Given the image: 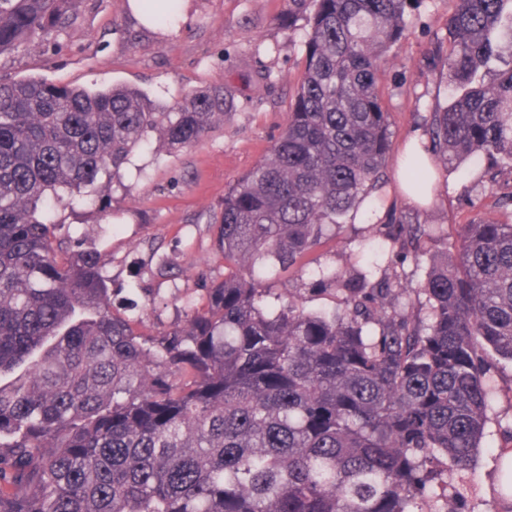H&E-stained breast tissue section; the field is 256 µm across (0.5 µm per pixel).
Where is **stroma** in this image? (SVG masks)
<instances>
[{
    "label": "stroma",
    "instance_id": "35a3bbf8",
    "mask_svg": "<svg viewBox=\"0 0 512 512\" xmlns=\"http://www.w3.org/2000/svg\"><path fill=\"white\" fill-rule=\"evenodd\" d=\"M176 24L165 31L142 26L126 0H84L67 34L36 39L0 56V76H42L85 87L122 84L148 92L160 101L208 87H228L235 105L199 145L176 153L136 152L122 185L106 191L95 206L58 210V237L82 238L95 248L116 287L115 302H136L132 317L144 331L177 319L173 297L199 299V273L220 280L224 261L216 250L210 219L224 202L225 191L261 159L282 131L294 92L292 78L302 60L306 22L289 21L286 0H180ZM452 0H421L406 16L408 36L388 54L383 76L384 100L391 113L394 148L420 133L439 92L435 77L423 67L421 53L444 35ZM269 69L275 81L258 92L247 81L251 71ZM391 200L411 210L419 223L455 235L458 225L491 211L488 192L473 178L451 174L448 198L432 207L409 209L398 192ZM379 226L347 224L335 241L309 257L305 273L273 276V294H292L306 307H332V292L313 287V271L333 267L346 273L364 270L362 255L382 245ZM174 266L170 277L155 273L156 260ZM156 303L142 307L143 289ZM497 394L488 408L482 451L468 482L476 489L475 512H485L495 480L493 451L507 443L512 426V367L497 374Z\"/></svg>",
    "mask_w": 512,
    "mask_h": 512
}]
</instances>
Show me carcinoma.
<instances>
[{"label": "carcinoma", "mask_w": 512, "mask_h": 512, "mask_svg": "<svg viewBox=\"0 0 512 512\" xmlns=\"http://www.w3.org/2000/svg\"><path fill=\"white\" fill-rule=\"evenodd\" d=\"M83 0H0V54L67 32ZM179 0H142L155 24ZM413 0H288L308 31L279 137L213 218L227 272L154 334L115 310L92 249L68 251L51 202L91 207L131 155L195 147L224 124L232 91L171 103L128 86L0 81V512H473L448 483L477 463L512 363V220L459 225L455 254L416 287L321 270L340 293L308 311L267 304L265 277L300 272L351 220L386 207L392 149L380 85ZM423 65L447 95L404 166L481 169L512 211V0H454ZM426 235L396 208L388 263ZM494 496L512 512V450Z\"/></svg>", "instance_id": "cac0c4a2"}]
</instances>
